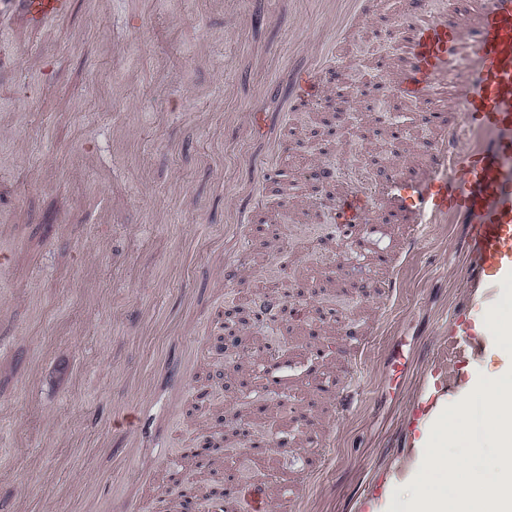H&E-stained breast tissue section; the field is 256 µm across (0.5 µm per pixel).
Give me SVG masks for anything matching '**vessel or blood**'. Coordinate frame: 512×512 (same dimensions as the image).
<instances>
[{
  "mask_svg": "<svg viewBox=\"0 0 512 512\" xmlns=\"http://www.w3.org/2000/svg\"><path fill=\"white\" fill-rule=\"evenodd\" d=\"M72 0H0V26L19 20L40 29L67 15ZM336 30V45L351 41L360 0H321ZM456 5L436 9L433 0H408L392 31L406 63L394 76L400 97L423 105V122L436 137L425 170L415 175L392 172L380 189L349 187L335 201L342 224H365L384 202H391L386 223L397 224L399 247L413 252L428 225L461 224L473 263L467 277L481 294L475 307L455 309L448 317V357L436 359L424 391L406 410L405 424L418 431L435 409L464 380V369L483 348V331L474 308H486L499 289L512 285V0H472L465 21H457ZM325 58L312 47L307 67L288 87L271 94L289 104L307 105L326 98ZM233 123L247 136L267 135L269 148L262 164L273 171L281 158V138L270 133L263 113L234 115ZM267 321L288 319L279 292L255 302ZM401 471H387L372 480L357 500V512H375L389 484ZM241 512H267L266 493L238 482L226 491Z\"/></svg>",
  "mask_w": 512,
  "mask_h": 512,
  "instance_id": "obj_1",
  "label": "vessel or blood"
}]
</instances>
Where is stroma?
I'll use <instances>...</instances> for the list:
<instances>
[{"instance_id": "35a3bbf8", "label": "stroma", "mask_w": 512, "mask_h": 512, "mask_svg": "<svg viewBox=\"0 0 512 512\" xmlns=\"http://www.w3.org/2000/svg\"><path fill=\"white\" fill-rule=\"evenodd\" d=\"M250 8L267 23L242 21ZM366 8L356 49L325 66L353 101L332 136L316 109L283 111L267 92L305 67L310 41L334 38L318 0H74L55 25L0 37V512H84L126 467L144 477L139 512L162 500L184 512L171 473L199 488L204 477L192 461L155 456L153 444L165 433L225 439L231 421L268 435L272 456L264 469L243 463L235 437L216 466L229 483L262 481L268 512H354L366 482L393 466L448 316L478 291L459 273L463 225H430L418 250L398 254L388 302V270L347 262L357 231H321L337 194L416 166L433 137L382 73L401 66L389 32L402 0ZM368 81L389 101L387 122L375 123L372 98L359 93ZM233 112L281 128L273 174L260 166L264 141L226 124ZM323 164L339 179L316 192ZM236 203L249 208L250 229L239 244L246 260L227 280L225 211ZM273 287L303 317L274 329L239 322L241 345L228 347L225 320ZM351 327L369 342L352 363ZM193 345L202 353L172 417L169 380ZM271 345L288 356L278 395L265 389ZM397 348L409 370L395 388ZM313 349L317 374L354 389L343 413L310 388ZM125 410L139 415L143 445L127 459L112 430ZM313 466L315 483L288 507L289 487Z\"/></svg>"}]
</instances>
